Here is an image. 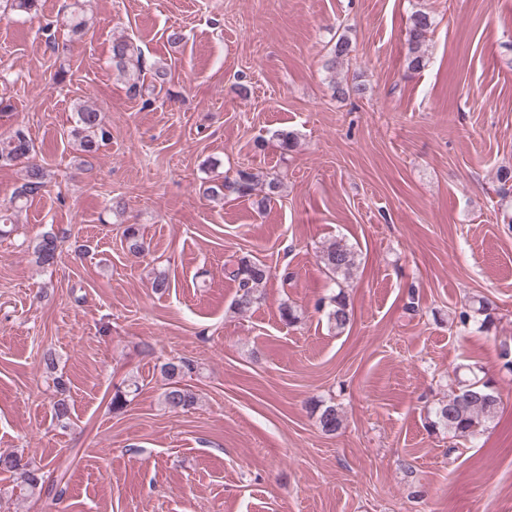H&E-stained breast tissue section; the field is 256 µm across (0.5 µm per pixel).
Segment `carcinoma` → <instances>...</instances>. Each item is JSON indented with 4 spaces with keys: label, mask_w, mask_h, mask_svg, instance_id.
Returning <instances> with one entry per match:
<instances>
[{
    "label": "carcinoma",
    "mask_w": 512,
    "mask_h": 512,
    "mask_svg": "<svg viewBox=\"0 0 512 512\" xmlns=\"http://www.w3.org/2000/svg\"><path fill=\"white\" fill-rule=\"evenodd\" d=\"M41 0H0V11L14 12L36 16L39 14ZM434 26L433 17L417 9L411 13L408 26L407 69L416 72L424 66L425 50L423 47L427 34ZM350 52V41L345 35L340 36L335 44L333 54L325 65L330 73L342 67ZM141 51L126 39L112 44V63L123 70L141 67ZM70 135L78 141L80 151L87 158L95 156L100 143L110 139L111 132L102 123L100 113L91 107L79 106L75 112L74 126ZM36 151L26 133L21 129L14 130L6 137H0V166L20 165L25 170V179L13 196V202L22 207L38 195L46 187V169L35 158ZM281 182L278 178L265 177L240 171L232 180L209 185L205 194L212 200H222L228 195L240 197L250 196L257 187L267 188L265 195L257 201V207L263 210L278 192ZM66 231L45 232L39 236L33 254L35 262L42 268H50L57 264L60 257L61 242ZM122 237L130 254L138 256L146 251L144 231L139 224H126L122 229ZM357 252L341 240H336L323 247L319 252L320 262L334 277H347L357 264ZM232 280L238 283L232 308L239 312L249 311L258 300V291L270 276V270L262 263L241 259L229 271ZM318 308L325 311L328 325L341 333L351 322V312L344 297L334 295L321 300ZM191 364L184 360L169 361L162 366V372L169 380V386L162 394V402L171 411L186 410L197 402L196 394L180 384V379L191 372ZM136 382L128 383L112 395V411H122L128 403V396ZM502 399L489 380L474 378L459 386L448 399L438 403L434 409L435 420L431 426L442 427L455 438L464 440L476 439L499 414ZM312 410L318 414L321 429L333 434L338 431L343 418L334 405L315 403ZM17 472L20 475V490L30 496L57 497L54 485L45 481V472L34 462L26 460L16 453L0 454V471Z\"/></svg>",
    "instance_id": "carcinoma-1"
}]
</instances>
